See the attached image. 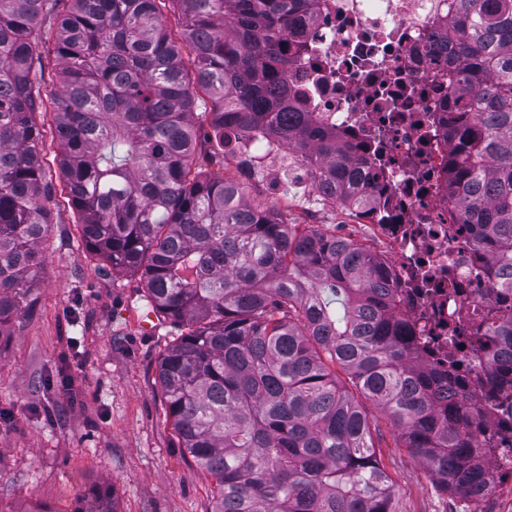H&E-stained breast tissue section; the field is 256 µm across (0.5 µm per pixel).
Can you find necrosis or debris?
Returning a JSON list of instances; mask_svg holds the SVG:
<instances>
[{
  "label": "necrosis or debris",
  "mask_w": 512,
  "mask_h": 512,
  "mask_svg": "<svg viewBox=\"0 0 512 512\" xmlns=\"http://www.w3.org/2000/svg\"><path fill=\"white\" fill-rule=\"evenodd\" d=\"M448 16V0H316L287 78L314 121L352 145L368 191L352 212L358 241L378 256L424 361L463 375L487 484L500 490L512 484V386L479 350L501 308L496 267L448 204ZM233 161L242 176L261 166L271 189L290 174L313 203L336 208L319 168L280 140L235 142ZM456 324L466 338L452 352Z\"/></svg>",
  "instance_id": "obj_1"
}]
</instances>
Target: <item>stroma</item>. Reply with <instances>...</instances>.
<instances>
[{"label":"stroma","mask_w":512,"mask_h":512,"mask_svg":"<svg viewBox=\"0 0 512 512\" xmlns=\"http://www.w3.org/2000/svg\"><path fill=\"white\" fill-rule=\"evenodd\" d=\"M56 27V13L40 16L34 52L43 106L32 119L52 188L50 225L38 245L44 266L24 315L0 336V512L38 505L72 512L97 483L112 490L118 512H210L215 481L179 448L157 380L179 330L168 322L151 335L138 330L136 316L146 310L138 276L99 271L63 189L51 135ZM271 205L292 224L324 219L303 207L292 178ZM377 423V452L402 512H462L386 419Z\"/></svg>","instance_id":"stroma-1"}]
</instances>
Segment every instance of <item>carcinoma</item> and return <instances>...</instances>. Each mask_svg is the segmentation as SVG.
Returning a JSON list of instances; mask_svg holds the SVG:
<instances>
[{"label":"carcinoma","mask_w":512,"mask_h":512,"mask_svg":"<svg viewBox=\"0 0 512 512\" xmlns=\"http://www.w3.org/2000/svg\"><path fill=\"white\" fill-rule=\"evenodd\" d=\"M158 2L0 0V335L43 264L51 186L31 121L32 49L49 5L64 190L86 248L139 276L150 309L181 330L157 379L179 447L216 481L211 512H400L371 406L443 492L481 487L464 381L425 370L378 257L253 207L239 181L206 172L193 122L202 93L221 144L271 133L323 167L324 191L366 202L349 152L297 109L284 77L280 43L302 36L296 22L315 0H174L181 45ZM451 14V204L498 266L493 288L512 293V0H452ZM489 336L512 364V304ZM73 512L118 510L99 485ZM159 8L162 25L174 39L180 41L184 28V19L181 12L173 8L169 2L160 4Z\"/></svg>","instance_id":"1"}]
</instances>
